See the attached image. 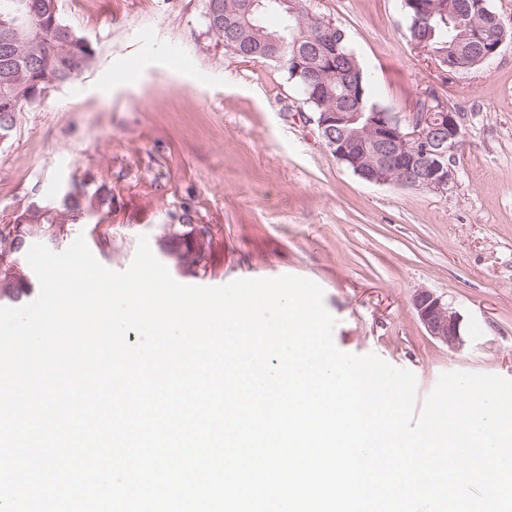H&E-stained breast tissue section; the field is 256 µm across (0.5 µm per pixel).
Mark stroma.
<instances>
[{
    "instance_id": "obj_1",
    "label": "stroma",
    "mask_w": 512,
    "mask_h": 512,
    "mask_svg": "<svg viewBox=\"0 0 512 512\" xmlns=\"http://www.w3.org/2000/svg\"><path fill=\"white\" fill-rule=\"evenodd\" d=\"M93 65L24 105L0 143V224L62 190L105 188L74 225L122 271L140 237L185 285L294 275L316 282L342 351L412 371L426 397L445 372L512 379V40L459 79L419 53L401 0H306L343 28L376 103L413 112L434 91L459 113L447 190L363 181L322 143L281 64L207 33L206 0H59ZM206 227V264L177 269L175 238ZM426 289L462 318L465 345L429 336Z\"/></svg>"
}]
</instances>
